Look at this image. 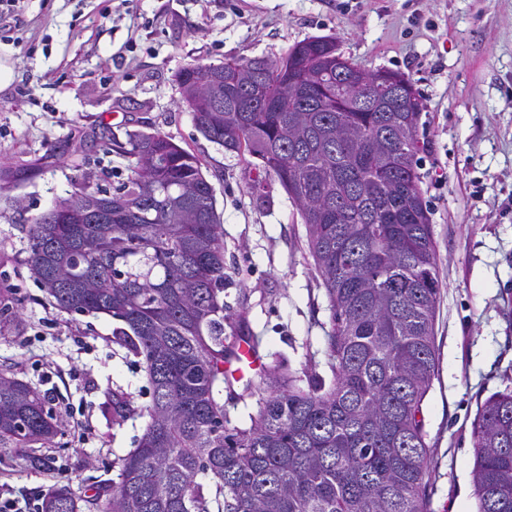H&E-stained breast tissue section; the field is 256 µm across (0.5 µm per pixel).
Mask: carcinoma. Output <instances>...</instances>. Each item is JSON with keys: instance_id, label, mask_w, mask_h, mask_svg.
<instances>
[{"instance_id": "carcinoma-1", "label": "carcinoma", "mask_w": 512, "mask_h": 512, "mask_svg": "<svg viewBox=\"0 0 512 512\" xmlns=\"http://www.w3.org/2000/svg\"><path fill=\"white\" fill-rule=\"evenodd\" d=\"M310 37L254 71V59L189 64L179 105L200 133L257 160L299 207L330 307L326 376L265 366L266 395L232 420L224 359V229L198 156L159 131L107 137L133 160L119 192L79 189L31 218L25 264L59 308L105 315L113 343L151 388L147 421L81 496L56 482L43 512H430L422 405L437 373L439 257L420 188L416 102L336 112L350 92ZM113 418L134 412L112 393ZM59 426L46 397L0 371V448L39 469ZM477 512H512V386L472 424ZM203 474L206 480H197Z\"/></svg>"}]
</instances>
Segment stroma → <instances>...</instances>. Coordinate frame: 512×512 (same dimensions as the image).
I'll list each match as a JSON object with an SVG mask.
<instances>
[{
	"label": "stroma",
	"mask_w": 512,
	"mask_h": 512,
	"mask_svg": "<svg viewBox=\"0 0 512 512\" xmlns=\"http://www.w3.org/2000/svg\"><path fill=\"white\" fill-rule=\"evenodd\" d=\"M332 36L357 67L408 75L425 104L421 189L439 255L438 372L423 403L433 456L431 512H476L472 422L512 378V0H21L5 28L15 80L0 91V368L53 390L64 413L51 468L0 457V485L78 494L116 475L112 462L142 417L114 427L99 405L115 386L146 408L142 367L112 342L115 319L53 307L25 263L26 225L71 191H115L128 159L118 136L159 131L196 154L224 227L225 314L247 316L262 355L324 369L330 311L300 212L282 187L207 141L178 105L191 63L278 60Z\"/></svg>",
	"instance_id": "stroma-1"
}]
</instances>
